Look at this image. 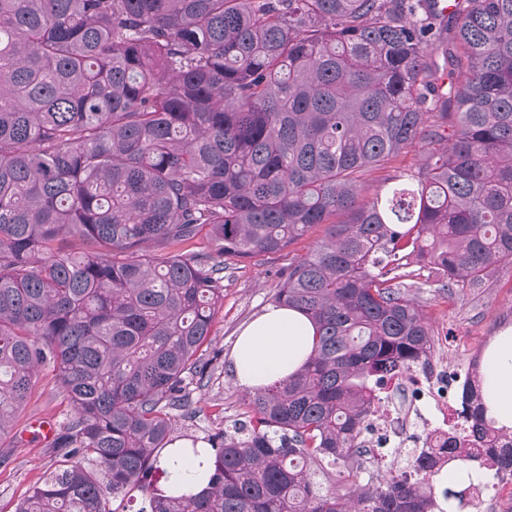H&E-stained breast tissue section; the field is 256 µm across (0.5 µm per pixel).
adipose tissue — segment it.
<instances>
[{"mask_svg": "<svg viewBox=\"0 0 512 512\" xmlns=\"http://www.w3.org/2000/svg\"><path fill=\"white\" fill-rule=\"evenodd\" d=\"M315 333L313 322L303 312L268 306L239 335L231 360L235 384L252 390L294 373L309 358ZM483 362L484 403L501 426L511 429L512 327L489 343ZM162 460L169 474L168 486L180 493L194 495L207 486L208 465L186 464L169 449L163 451Z\"/></svg>", "mask_w": 512, "mask_h": 512, "instance_id": "adipose-tissue-1", "label": "adipose tissue"}]
</instances>
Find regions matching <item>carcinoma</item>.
<instances>
[{"label": "carcinoma", "instance_id": "cac0c4a2", "mask_svg": "<svg viewBox=\"0 0 512 512\" xmlns=\"http://www.w3.org/2000/svg\"><path fill=\"white\" fill-rule=\"evenodd\" d=\"M319 224L274 296L309 360L180 449L206 492H167L224 271ZM415 261L443 289L512 264V0H0V441L44 364L73 407L15 512H434L442 458L512 477L475 372L467 439L356 480L370 382L432 347ZM420 155L421 151L418 146L413 148H408L404 152H402L398 158L394 161V168L389 169V171L383 172L382 170L374 171L369 177L368 181V193H374L376 190L380 189L383 185V178L386 174H393L394 171L410 173V171H414L417 169L418 164L420 163Z\"/></svg>", "mask_w": 512, "mask_h": 512}]
</instances>
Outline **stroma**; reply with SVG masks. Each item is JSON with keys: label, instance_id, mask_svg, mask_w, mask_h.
Returning a JSON list of instances; mask_svg holds the SVG:
<instances>
[{"label": "stroma", "instance_id": "stroma-1", "mask_svg": "<svg viewBox=\"0 0 512 512\" xmlns=\"http://www.w3.org/2000/svg\"><path fill=\"white\" fill-rule=\"evenodd\" d=\"M322 236V227H313L286 251L236 261L225 271L224 303L215 315L211 336L213 348L222 350L223 356L208 386L193 390L192 399L201 413L196 419L178 421L175 435L180 440L215 433L241 414L240 390L229 371L236 339L272 304L281 284V272ZM416 270L418 275L410 293L432 329L431 354L449 371L455 373L463 364L482 360L493 337L512 327V265L497 266L482 287L451 290L438 287L430 276L429 265L419 264ZM72 413L52 365L43 366L5 441L11 453L7 462L0 464V512H15L17 504L41 483L50 464L45 442L30 434L32 423L48 420L60 425Z\"/></svg>", "mask_w": 512, "mask_h": 512}]
</instances>
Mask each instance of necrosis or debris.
<instances>
[{"label": "necrosis or debris", "mask_w": 512, "mask_h": 512, "mask_svg": "<svg viewBox=\"0 0 512 512\" xmlns=\"http://www.w3.org/2000/svg\"><path fill=\"white\" fill-rule=\"evenodd\" d=\"M456 391L454 377L435 363L422 361L387 378L365 420L369 460L391 467L395 459H412L423 440L434 443L447 429H461Z\"/></svg>", "instance_id": "obj_1"}]
</instances>
